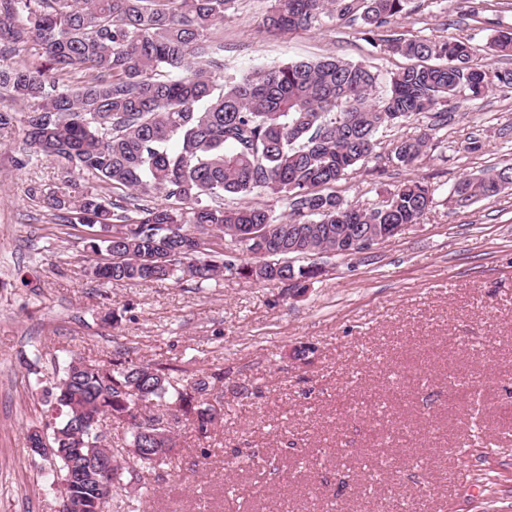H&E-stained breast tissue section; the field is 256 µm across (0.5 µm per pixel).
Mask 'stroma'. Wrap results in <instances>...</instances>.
Here are the masks:
<instances>
[{
  "mask_svg": "<svg viewBox=\"0 0 512 512\" xmlns=\"http://www.w3.org/2000/svg\"><path fill=\"white\" fill-rule=\"evenodd\" d=\"M272 0H239L224 21V73L336 56L381 81L408 66L357 28L266 32ZM395 32L465 37L478 69L512 70L489 50L512 30V0H409ZM37 99L0 90V512H57L51 461L26 435L42 426L53 372L78 358L152 363L194 378L223 370L210 401L224 422L199 435L175 427L168 466L123 474L115 498L153 494L145 512H512V188L457 202L462 179L512 162V84L451 100L448 120L414 115L380 131L373 155L333 189L364 207L401 182L436 190L419 223L350 257L317 258L303 288L236 276L220 286L104 284L77 231L53 223L50 202L89 189L47 158L20 168L21 120ZM428 134L414 164L394 143ZM477 149H470V142ZM116 311L113 325L101 321Z\"/></svg>",
  "mask_w": 512,
  "mask_h": 512,
  "instance_id": "35a3bbf8",
  "label": "stroma"
}]
</instances>
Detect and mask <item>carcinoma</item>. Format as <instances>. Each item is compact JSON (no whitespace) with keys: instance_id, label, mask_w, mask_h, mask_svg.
Wrapping results in <instances>:
<instances>
[{"instance_id":"cac0c4a2","label":"carcinoma","mask_w":512,"mask_h":512,"mask_svg":"<svg viewBox=\"0 0 512 512\" xmlns=\"http://www.w3.org/2000/svg\"><path fill=\"white\" fill-rule=\"evenodd\" d=\"M407 0H275L264 24L277 34L326 24L355 25L369 43L416 63L372 96L378 74L334 57L255 68L224 76L219 26L237 0H0V88L17 100L40 99L24 119L20 167L54 157L91 182L73 199H53L54 221L85 229L92 275L106 282L179 281L197 287L225 275L302 288L319 268L300 259L336 245L341 224H417L434 204L418 180L400 184L382 205L362 208L331 185L371 156L376 134L418 114L446 117L459 87L477 98L512 71L469 66L463 37L432 41L393 32ZM428 135L396 143L409 165ZM512 167L465 178V199L498 195ZM116 190L122 201L112 199ZM254 192L283 201L224 205ZM155 194L161 202L149 204ZM224 373L182 380L166 367L70 361L54 389L46 430L27 435L59 450L60 495L100 512L91 458L99 423L127 425L130 445L148 452L129 467L154 470L172 437L128 425L134 410L159 402L205 434L219 417L202 400Z\"/></svg>"}]
</instances>
